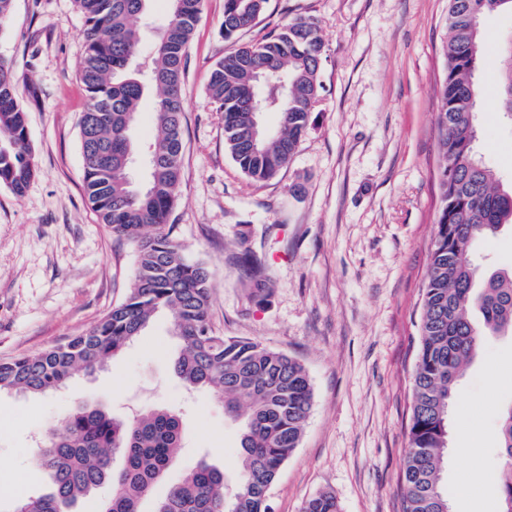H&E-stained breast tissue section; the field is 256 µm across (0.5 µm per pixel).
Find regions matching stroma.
Masks as SVG:
<instances>
[{"mask_svg": "<svg viewBox=\"0 0 512 512\" xmlns=\"http://www.w3.org/2000/svg\"><path fill=\"white\" fill-rule=\"evenodd\" d=\"M298 15L321 27L322 90L288 167L256 183L226 152L224 115L209 100L210 67L233 43L223 34L224 0H203L182 84L183 170L171 221L186 253L213 274L212 327L281 350L310 375L302 440L268 492L274 512H300L322 492L340 512H402L411 375L439 210L435 112L448 0H268L240 39L258 41ZM83 30L74 0H14L0 21V57L13 65L37 168L24 196L0 187V359L90 329L124 299L136 268L135 245L101 224L83 189ZM483 31L475 147L508 179L512 123L498 89L512 12L486 16ZM249 251L271 278L261 301L248 297L241 258ZM180 348L160 314L121 354L55 396L0 395L9 414L0 481L48 491L36 450L85 403L120 419L144 408L180 415L184 446L165 485L203 462L233 471L240 427L210 390L186 388L174 368ZM510 403L512 338L495 336L451 408L441 471L450 512H498V414Z\"/></svg>", "mask_w": 512, "mask_h": 512, "instance_id": "35a3bbf8", "label": "stroma"}]
</instances>
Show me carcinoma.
Masks as SVG:
<instances>
[{"label": "carcinoma", "instance_id": "cac0c4a2", "mask_svg": "<svg viewBox=\"0 0 512 512\" xmlns=\"http://www.w3.org/2000/svg\"><path fill=\"white\" fill-rule=\"evenodd\" d=\"M149 0H74L84 17L79 80L87 93L80 119L84 190L112 234L136 243L137 267L125 299L93 327L35 355L0 359V394L21 390L53 394L79 372L90 373L121 353L158 312L169 314L183 342L175 370L189 388H209L224 414L240 422L235 491L226 494L224 469L201 463L183 480L159 490L183 440L180 418L148 408L121 420L103 407H79L49 433L37 462L51 474L53 490L29 495L15 512H72L107 484L111 494L98 512H139L156 499V512H272L270 486L298 448L313 400L306 368L288 354L251 339L226 337L210 323L212 273L188 257L168 227L182 178L184 109L181 95L188 45L202 0H181L168 19L148 72L134 69L142 35L135 19ZM268 0H224V38L252 26ZM491 0H448L446 74L440 88L437 179L441 209L422 291L420 345L412 373L408 448L400 493L403 512H443L440 483L448 454L449 413L465 369L492 336H512V268L480 271L475 240L512 226V185L499 182L474 151L483 52L481 20ZM324 42L317 22L298 17L261 40L238 44L212 67L210 102L224 113V147L248 178L264 182L288 166L307 132L322 85ZM499 107L512 115V43L499 61ZM272 76L258 88L255 77ZM153 93L157 134L135 136L144 95ZM275 112L266 134L259 113ZM144 152V188L130 185L121 158ZM36 173L27 115L15 92L10 65L0 61V186L25 194ZM253 272L249 297L269 295L261 259L246 255ZM503 464L496 477L500 512H512V406L500 412ZM123 467L112 468V456ZM302 512H339L336 498L320 493Z\"/></svg>", "mask_w": 512, "mask_h": 512}]
</instances>
